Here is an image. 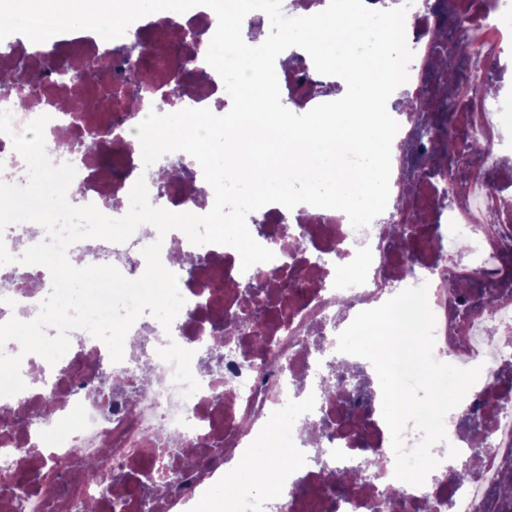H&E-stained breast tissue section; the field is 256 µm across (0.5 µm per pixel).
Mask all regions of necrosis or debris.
<instances>
[{"label": "necrosis or debris", "instance_id": "necrosis-or-debris-1", "mask_svg": "<svg viewBox=\"0 0 512 512\" xmlns=\"http://www.w3.org/2000/svg\"><path fill=\"white\" fill-rule=\"evenodd\" d=\"M127 33L148 53L167 56L169 71L187 67L202 75L205 89L166 101L156 92L166 78L156 74L153 92L135 111L104 95L95 110L74 113L63 104L83 93V85L44 78L27 106L0 94V110L11 113L19 132L48 116L49 159L77 171L74 183L81 191L74 205L121 217L142 176L152 205L193 210L201 205L197 191L181 185L158 191L155 168H144L135 146L137 122L152 110L207 108L221 115L231 98L206 61V43L184 39L171 52L157 22L146 17ZM405 33L413 53L405 95L417 109L398 112L384 223L357 230L332 209L266 205L258 241L274 259L245 271L236 250L191 245V253L202 251L206 258L179 282L185 304L170 329L149 314L133 323L129 333L139 339V351L116 363L102 341L75 330L56 364L22 355L21 374L32 387L0 398V473L16 483L13 490L0 489V512H83L89 504L96 512H202L226 485L233 488L230 512H512V498L500 493L512 484V208L502 187L512 168V143L501 133L512 93L503 90L502 67L491 64L512 49V0H423L408 9ZM48 47L65 50L57 35L44 43L10 35L0 41V64L21 63L42 75ZM448 98L457 105L451 115L441 110ZM428 116L470 131L483 142V154L424 176L421 123ZM103 127L112 131L109 146L80 151ZM418 223L435 234L407 252L385 233L389 224ZM158 239L168 246L187 237L173 230L160 238L140 228L122 244L79 241L67 255L85 267L113 265L135 279L142 248ZM462 239L470 246L464 255L457 250ZM218 277L226 288L213 297L209 285ZM46 279L41 265H0V324L14 316L35 318L49 294ZM285 279L290 288L264 296L271 314L257 330L219 337L218 318L237 313L245 284ZM422 284L436 318L435 360L481 369L445 417L446 441L433 447L442 460L469 456L473 471L460 483L443 470L420 486L398 483L375 369L337 350L339 333L360 311ZM340 362L368 375L370 391L362 403L325 393L323 381L335 376ZM103 382L111 390L104 401L90 393ZM20 405L30 409L29 420H14ZM270 438L288 463L274 481L256 487L239 473L244 463L265 455ZM367 447L386 466L346 484L337 504H330L326 488L336 474L360 467ZM313 451L323 463L311 462ZM96 459L103 460L111 483L86 477V465ZM158 469L167 482L142 495L139 479ZM389 489L394 498H386Z\"/></svg>", "mask_w": 512, "mask_h": 512}]
</instances>
